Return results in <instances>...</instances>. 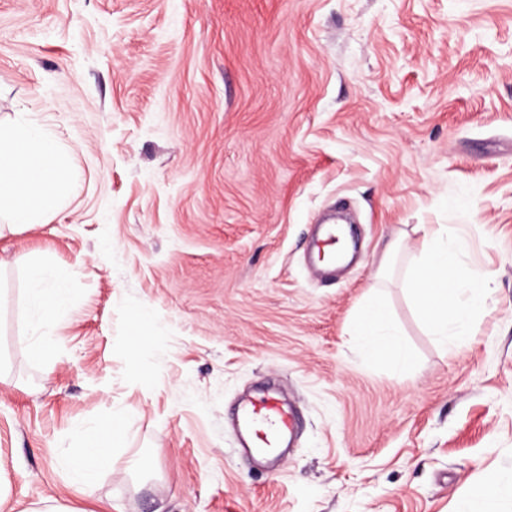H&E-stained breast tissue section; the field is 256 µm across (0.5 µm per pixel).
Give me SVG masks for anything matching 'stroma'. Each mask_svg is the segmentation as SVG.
Returning <instances> with one entry per match:
<instances>
[{
    "instance_id": "obj_1",
    "label": "stroma",
    "mask_w": 512,
    "mask_h": 512,
    "mask_svg": "<svg viewBox=\"0 0 512 512\" xmlns=\"http://www.w3.org/2000/svg\"><path fill=\"white\" fill-rule=\"evenodd\" d=\"M0 124L40 125L69 180L0 231V512H512V0H0ZM339 201L358 253L323 277L305 247ZM421 224L495 279L456 351L394 267L403 374L349 325ZM34 264L68 275L44 362ZM265 383L301 426L261 470L228 410ZM116 415L84 496L66 461Z\"/></svg>"
}]
</instances>
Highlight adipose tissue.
Wrapping results in <instances>:
<instances>
[{
    "label": "adipose tissue",
    "instance_id": "adipose-tissue-1",
    "mask_svg": "<svg viewBox=\"0 0 512 512\" xmlns=\"http://www.w3.org/2000/svg\"><path fill=\"white\" fill-rule=\"evenodd\" d=\"M67 190L50 135L30 125L0 128V219L11 226L34 223ZM464 250L462 239L445 241L440 231L432 230L425 235L420 255L403 270L404 283L423 323L456 350L469 344L473 323L485 310L493 277L490 270L464 267L460 260ZM28 278L31 317L20 335L24 342L32 336L49 335L56 316L69 302L65 273L51 275L45 267L34 265ZM351 334L365 358L393 370L412 371L414 358L392 323L381 285L368 288L352 321ZM105 426L112 428V435L102 434V428L85 430L82 446L68 464L71 485L88 495L96 492L110 465L112 443L122 435L125 419H108Z\"/></svg>",
    "mask_w": 512,
    "mask_h": 512
}]
</instances>
